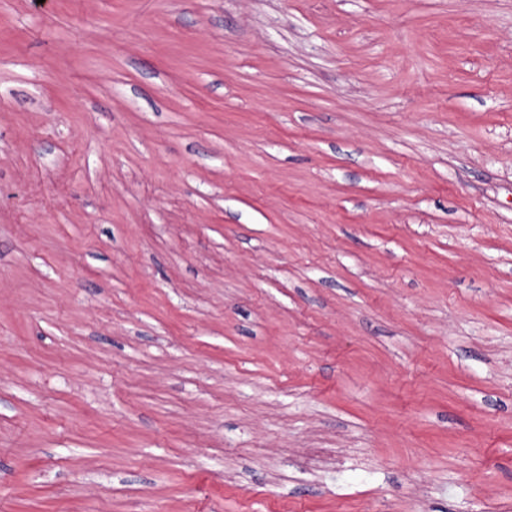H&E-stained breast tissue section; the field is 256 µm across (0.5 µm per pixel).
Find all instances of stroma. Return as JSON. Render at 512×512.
I'll return each mask as SVG.
<instances>
[{"label": "stroma", "instance_id": "stroma-1", "mask_svg": "<svg viewBox=\"0 0 512 512\" xmlns=\"http://www.w3.org/2000/svg\"><path fill=\"white\" fill-rule=\"evenodd\" d=\"M0 512H512V0H0Z\"/></svg>", "mask_w": 512, "mask_h": 512}]
</instances>
